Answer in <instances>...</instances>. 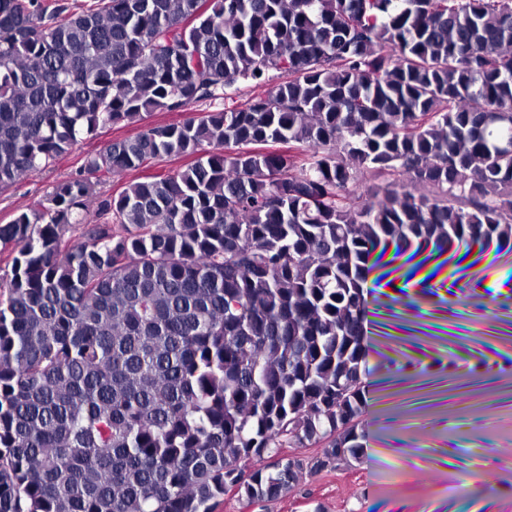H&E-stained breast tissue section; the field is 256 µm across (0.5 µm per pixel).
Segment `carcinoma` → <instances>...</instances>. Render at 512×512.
<instances>
[{"mask_svg": "<svg viewBox=\"0 0 512 512\" xmlns=\"http://www.w3.org/2000/svg\"><path fill=\"white\" fill-rule=\"evenodd\" d=\"M116 125L0 224V512L275 501L366 448L370 256L512 239V0H0V190ZM267 87L258 88L248 82H239L234 87L224 90V101L220 107H231L246 103L252 96L262 92ZM193 160V157L182 158L177 160L164 159L154 161L148 167L142 168L136 172H129L123 177H112L103 183L104 189L110 192L116 193L121 190L124 183L133 180L137 177H144L147 175H153L157 173H166L169 170H174L180 167H184Z\"/></svg>", "mask_w": 512, "mask_h": 512, "instance_id": "cac0c4a2", "label": "carcinoma"}]
</instances>
